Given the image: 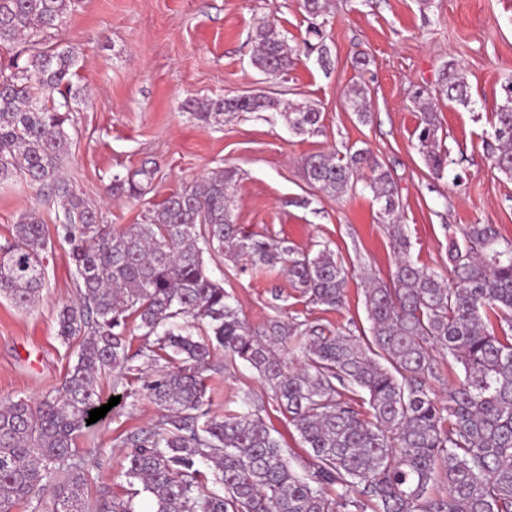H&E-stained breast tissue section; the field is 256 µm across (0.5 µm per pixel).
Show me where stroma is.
<instances>
[{"instance_id": "stroma-1", "label": "stroma", "mask_w": 512, "mask_h": 512, "mask_svg": "<svg viewBox=\"0 0 512 512\" xmlns=\"http://www.w3.org/2000/svg\"><path fill=\"white\" fill-rule=\"evenodd\" d=\"M263 21L274 24L293 51V66L277 78L252 63L253 35ZM310 27L298 0H76L65 23L44 36L46 45L78 57L71 79L78 100L62 172L103 223L120 231L148 223L166 197L197 178L234 169L236 223L305 253L329 246L350 272L347 303L339 311L307 303L278 267L251 268L217 256L208 262L212 277L257 332L271 320L295 316L358 336L369 327L362 275L388 281L389 236L376 220L379 204L370 190L331 196L308 184L304 160L316 152L366 149L389 167L411 257L428 269L446 270L448 240L466 225H496L502 240L512 241V179L493 169L484 145L501 86L512 76V0H431L425 8L419 0H330L321 25L329 50L324 64L305 50ZM451 62L466 75L474 104L436 102L438 137L450 158L447 176L437 181L418 149L414 101L419 90L438 89ZM359 80L370 90L364 121L346 106L347 91ZM255 94L314 104L323 120L315 132L299 135L275 112H243L205 125L185 108L189 100ZM142 168L154 176L140 197L108 195L113 175ZM31 212L46 227L57 222L56 204L24 178L1 183L0 243ZM50 243L45 287L33 307L20 309L0 296L3 401H39L61 386L77 359L80 338L57 334L58 311L77 294L75 268L69 245L55 236ZM132 365V371L100 376L102 398L119 402L75 439L73 461L87 475V512L127 500L136 512L153 509L141 484L124 475L122 441L160 419L142 380L167 364L138 357ZM206 377L212 414L241 410L243 393H250L297 472H304L309 450L256 369L241 360L226 363L218 350Z\"/></svg>"}]
</instances>
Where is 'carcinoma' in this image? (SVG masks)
<instances>
[{"label": "carcinoma", "instance_id": "cac0c4a2", "mask_svg": "<svg viewBox=\"0 0 512 512\" xmlns=\"http://www.w3.org/2000/svg\"><path fill=\"white\" fill-rule=\"evenodd\" d=\"M73 0H0V47L25 40L0 66V181L19 173L46 188L63 214L58 237L71 245L78 300L62 307L57 335H82L77 361L61 390L33 405L0 401V512H11L49 487L54 512H85L84 472L71 462L75 436L89 411L102 406L99 376L127 366L130 323L141 331L137 355H164L173 368L144 381L164 414L155 428L127 436L126 477L154 500L153 512H512V242L500 243L492 224H471L448 241L451 278L418 265L401 224L397 184L390 169L363 150L344 159L315 153L304 162L312 186L341 197L362 167L380 204L394 255L390 283L364 288L370 334L355 336L306 326L294 317L258 334L240 316L205 256H226L255 267L281 266L309 302L339 311L349 272L328 246L316 254L245 232L234 222L235 171L226 168L167 197L151 224L115 233L95 207L60 175L72 121L69 74L76 56L45 46L39 34L58 28ZM313 19L328 0H300ZM253 65L278 76L293 63L276 27L254 36ZM486 143L493 167L512 178V78ZM368 88L347 94L360 120L368 116ZM441 97L472 103L464 73L446 66ZM419 151L436 177L448 169L438 140L439 118L418 94ZM186 109L209 125L226 114L272 110L297 133L313 131L322 112L265 95L217 100ZM110 192L142 194L135 176L115 175ZM49 237L30 215L0 244V294L27 308L44 287ZM205 334L194 336L196 320ZM248 362L263 377L305 445L312 462L296 472L280 442L248 411L209 415L202 374L213 352ZM299 351L300 367L285 370L283 349ZM448 352L463 374L434 397L436 354ZM223 487L218 492L214 486Z\"/></svg>", "mask_w": 512, "mask_h": 512}]
</instances>
